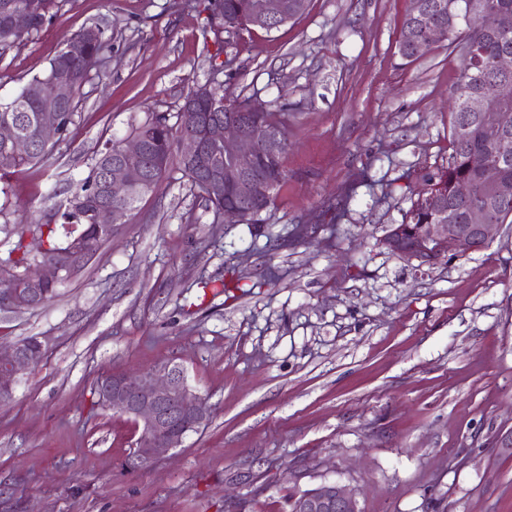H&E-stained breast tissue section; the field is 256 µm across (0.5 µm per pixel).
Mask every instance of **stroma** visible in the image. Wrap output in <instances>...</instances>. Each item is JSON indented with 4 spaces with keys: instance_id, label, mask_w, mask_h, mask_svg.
I'll list each match as a JSON object with an SVG mask.
<instances>
[{
    "instance_id": "obj_1",
    "label": "stroma",
    "mask_w": 512,
    "mask_h": 512,
    "mask_svg": "<svg viewBox=\"0 0 512 512\" xmlns=\"http://www.w3.org/2000/svg\"><path fill=\"white\" fill-rule=\"evenodd\" d=\"M206 4L59 0L0 53L8 101L71 34L112 36L74 124L7 177L0 259L18 243L37 256L34 220L66 204L107 140L178 112L193 83L280 113L290 143L259 223L163 180L50 303L0 314L1 338L47 345L0 403V512H289L326 482L355 489L361 512H512V224L433 265L381 244L421 172L448 164L458 52L401 58L412 0H311L221 44ZM168 361L210 422L122 470L138 433L97 386Z\"/></svg>"
}]
</instances>
